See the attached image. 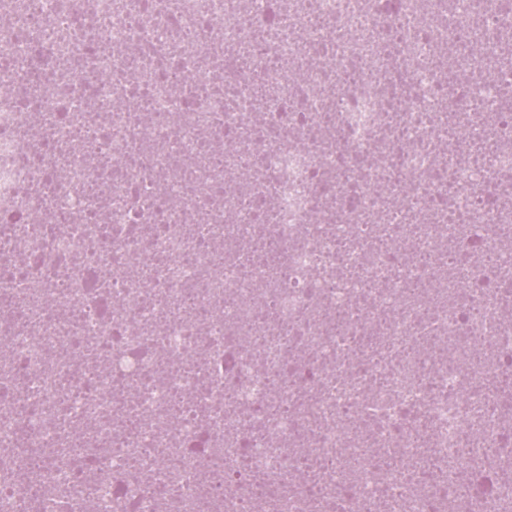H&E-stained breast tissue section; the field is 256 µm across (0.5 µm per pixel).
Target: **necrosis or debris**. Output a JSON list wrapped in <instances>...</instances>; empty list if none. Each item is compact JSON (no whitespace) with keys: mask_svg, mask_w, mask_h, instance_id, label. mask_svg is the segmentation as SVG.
<instances>
[{"mask_svg":"<svg viewBox=\"0 0 512 512\" xmlns=\"http://www.w3.org/2000/svg\"><path fill=\"white\" fill-rule=\"evenodd\" d=\"M511 228L512 0H0V512H512Z\"/></svg>","mask_w":512,"mask_h":512,"instance_id":"obj_1","label":"necrosis or debris"}]
</instances>
